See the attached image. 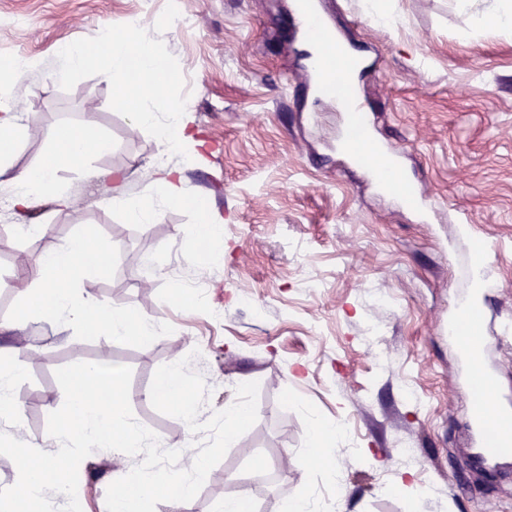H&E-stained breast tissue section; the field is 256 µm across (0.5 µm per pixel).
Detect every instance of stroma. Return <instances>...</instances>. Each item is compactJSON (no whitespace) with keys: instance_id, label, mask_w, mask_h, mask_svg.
<instances>
[{"instance_id":"35a3bbf8","label":"stroma","mask_w":512,"mask_h":512,"mask_svg":"<svg viewBox=\"0 0 512 512\" xmlns=\"http://www.w3.org/2000/svg\"><path fill=\"white\" fill-rule=\"evenodd\" d=\"M317 2L362 61L356 92L372 136L398 159L416 205L377 189L341 151L347 118L335 96L317 90L306 44L291 30L294 0H0V61H40L14 88L31 121L0 170V198L48 156L49 132L81 124L86 101L100 106L91 139L110 144L57 172L78 211L46 198L21 216L0 205V349L17 353L18 438L47 443V417L64 402L58 368L105 357L131 368L134 417L162 448L195 445L204 433H188L148 397L156 369L186 356L206 384L199 421L231 406L239 384H259L256 423L188 512H216L244 491L254 512L306 495L339 512H512V464L500 476L468 463L473 397L449 332L473 287L474 246L484 244L493 273L480 305L486 364L512 403V336L500 333L512 322V33L474 26L488 0L466 13L456 0H380L394 18L388 26L366 0ZM131 13L153 21L172 95L191 107L206 147L201 165L170 156L189 201L144 224L100 199L144 196L155 177L154 131L132 123L96 69L54 78L62 45L95 47L102 28ZM115 169L123 181H99ZM196 197L223 222L221 259L184 258L196 241ZM21 221L49 231L18 238ZM80 233L115 256L81 279L82 291L153 318V336L116 338L41 318L17 324V257L35 259ZM152 266L158 276H149ZM148 277L153 286L142 289ZM193 283L202 287L194 308L175 306L174 287ZM314 419L348 425L332 480L304 453ZM406 443L414 459L401 455ZM285 456L293 460L287 480L269 487ZM141 461L102 450L86 457L82 512H101L108 486Z\"/></svg>"}]
</instances>
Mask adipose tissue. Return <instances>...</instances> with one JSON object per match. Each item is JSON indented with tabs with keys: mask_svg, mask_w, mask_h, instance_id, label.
I'll use <instances>...</instances> for the list:
<instances>
[{
	"mask_svg": "<svg viewBox=\"0 0 512 512\" xmlns=\"http://www.w3.org/2000/svg\"><path fill=\"white\" fill-rule=\"evenodd\" d=\"M36 65L37 61L32 57L0 63V161L6 158L11 145L25 131L19 121V111L11 89ZM84 67L97 68L106 75L116 97L121 100L127 95L130 69H141L147 78L141 87L145 102L132 111L134 124L155 130L162 153L177 151L190 162L204 161V142L196 138L193 132L190 109L171 97L166 62L155 48L154 24L151 20L143 17L134 24L123 22L113 26L94 51L89 52L81 47L69 48L58 77L66 79L72 71ZM155 102L165 104V121H158L152 110L151 105ZM99 110L95 101H87L79 127L61 134H51L53 147L49 162L13 178L12 202L17 211H25L32 199L37 197L52 198L64 208L76 207V200L63 192L56 171L71 161L75 149L85 147L87 133L96 126ZM155 173V180L139 203L131 204L121 197L108 195L103 197V205L123 210L129 222L140 224L155 220L161 206L184 204L187 195L177 168L163 162L156 164ZM32 267L30 287L19 291L24 301L19 308V320L28 318L29 310L25 301L34 294L38 297L41 315L91 327L107 336L146 338L153 335L154 320L134 317L121 308L103 306L79 288L78 283L86 274L101 267L97 249L89 246L84 235H76L66 246L42 254Z\"/></svg>",
	"mask_w": 512,
	"mask_h": 512,
	"instance_id": "adipose-tissue-1",
	"label": "adipose tissue"
}]
</instances>
